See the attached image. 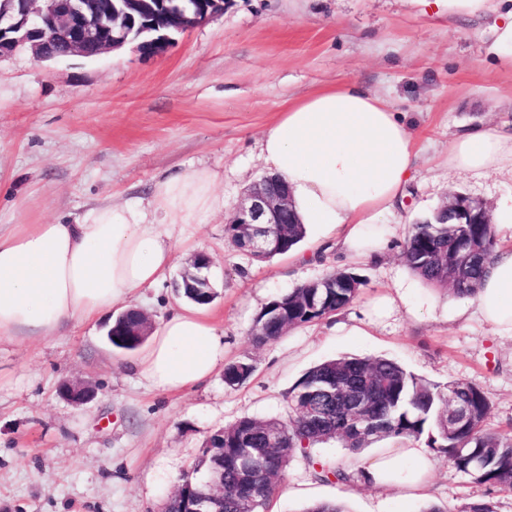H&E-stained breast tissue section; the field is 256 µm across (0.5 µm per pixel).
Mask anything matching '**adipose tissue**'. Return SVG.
I'll return each instance as SVG.
<instances>
[{"mask_svg":"<svg viewBox=\"0 0 512 512\" xmlns=\"http://www.w3.org/2000/svg\"><path fill=\"white\" fill-rule=\"evenodd\" d=\"M453 15L496 14L490 49L512 60V0H447ZM421 152L412 127L363 84L329 85L293 100L261 138V158L288 188L299 223L321 229L349 259L385 255ZM454 173L512 175V131L487 124L448 145ZM218 175L198 168L158 181L148 199L107 202L74 222L0 226V340L49 337L88 323L161 284L173 267L178 224L223 212ZM496 258L471 299L472 317L512 334V199L495 205ZM224 362V334L206 307L181 304L157 321L132 364L152 388L178 393L206 383ZM423 449L391 448L367 475L404 496L427 491Z\"/></svg>","mask_w":512,"mask_h":512,"instance_id":"1","label":"adipose tissue"}]
</instances>
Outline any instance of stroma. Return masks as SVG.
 Returning <instances> with one entry per match:
<instances>
[{
    "mask_svg": "<svg viewBox=\"0 0 512 512\" xmlns=\"http://www.w3.org/2000/svg\"><path fill=\"white\" fill-rule=\"evenodd\" d=\"M493 20L451 17L419 0H228L224 13L175 35L167 54L132 48L95 60L0 57V225L72 220L96 204L146 198L153 184L206 165L218 171L223 214L175 226L181 252L142 305L159 320L181 296L174 288L194 244L211 258V312L224 331V361L252 364L226 388L223 372L205 385L165 394L128 370L130 354L105 339L110 316L48 340L0 342V512H162L208 439L244 416L287 419L286 394L311 367L343 355L384 356L446 385L464 380L492 402L490 429L512 435V335L455 318L457 300L403 263L413 224L448 194L512 198V176L449 173L448 143L488 121L512 123V61L490 55ZM357 80L385 95L424 143L390 255L352 267L366 281L340 313L255 342L251 329L272 299L341 269L332 252L263 261L228 245L224 225L246 187L263 176L260 137L292 100ZM393 299L384 316L372 307ZM88 378L96 398L79 407L58 393ZM387 438L353 452L335 441L314 453L331 463H367ZM430 499L401 496L357 477L319 481L296 460L268 512H302L324 500L349 512H457L492 501L512 512V494L473 483L433 454Z\"/></svg>",
    "mask_w": 512,
    "mask_h": 512,
    "instance_id": "stroma-1",
    "label": "stroma"
}]
</instances>
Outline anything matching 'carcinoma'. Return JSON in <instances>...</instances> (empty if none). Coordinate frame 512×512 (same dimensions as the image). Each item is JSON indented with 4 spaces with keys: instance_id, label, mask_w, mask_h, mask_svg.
<instances>
[{
    "instance_id": "obj_1",
    "label": "carcinoma",
    "mask_w": 512,
    "mask_h": 512,
    "mask_svg": "<svg viewBox=\"0 0 512 512\" xmlns=\"http://www.w3.org/2000/svg\"><path fill=\"white\" fill-rule=\"evenodd\" d=\"M287 229L286 255L305 237V226ZM475 253L471 264L455 266L457 252ZM496 234L491 224H439L436 217L413 225L402 249L405 265L425 282L443 287L458 297L475 294L476 284L494 261ZM365 280L349 269L336 271V287L304 285L267 303L258 314L252 335L259 342L280 337L283 328L322 320L348 307ZM137 321L129 314L112 323V346L134 351L141 337L127 332ZM253 372L247 362L224 367V384L235 388ZM288 421L244 416L224 427L223 444L208 441L193 474L181 484L194 492L207 490L208 478H224L221 512H238L244 500L259 491L257 512H266L280 481L292 462L303 459L324 482L346 483L354 478L340 467L318 462L311 449L329 440L358 451L387 438L418 439L444 454L448 465L474 482L512 491V436L490 431L486 419L492 403L478 386L451 380L441 387L416 377L399 363L384 357L342 356L324 361L305 372L288 391Z\"/></svg>"
}]
</instances>
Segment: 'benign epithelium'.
<instances>
[{
    "label": "benign epithelium",
    "mask_w": 512,
    "mask_h": 512,
    "mask_svg": "<svg viewBox=\"0 0 512 512\" xmlns=\"http://www.w3.org/2000/svg\"><path fill=\"white\" fill-rule=\"evenodd\" d=\"M10 9H0V56L28 47L41 60L43 43L56 38L67 45V56H87V47L98 46L97 54L112 52L127 44L142 58L162 56L172 45L173 38L161 32L173 28L184 33L209 19L224 13L225 0H206V9L176 10L171 0H98L97 13L121 15L132 23L138 17H156L163 12L162 23L140 25L124 30L115 37L104 29L85 8L82 0H4ZM288 195L273 176H264L246 190L231 223L239 226L250 249L256 253L276 250L279 239L267 230L272 224L288 223ZM443 223L452 217L458 224H489L485 202L459 193L448 195L441 206ZM211 258L197 253L187 260L183 271L196 273V279L213 295L209 279L202 275L210 267ZM61 396L74 405L86 404L96 395V385L89 379L65 381L59 388Z\"/></svg>",
    "instance_id": "1"
}]
</instances>
